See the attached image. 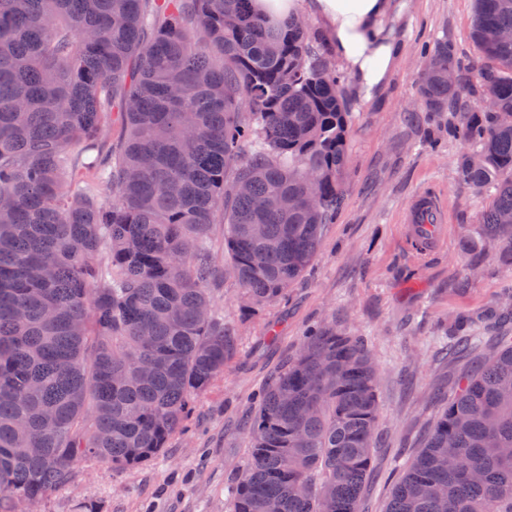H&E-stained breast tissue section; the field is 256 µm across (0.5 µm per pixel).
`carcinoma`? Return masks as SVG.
<instances>
[{
  "mask_svg": "<svg viewBox=\"0 0 512 512\" xmlns=\"http://www.w3.org/2000/svg\"><path fill=\"white\" fill-rule=\"evenodd\" d=\"M473 2L497 111L464 112L451 131L476 148L462 181L494 189L485 233L512 248V39L489 38L512 30V0ZM309 40L305 20L273 24L253 0H0V512L81 462L150 461L224 373L231 337L204 243L217 218L256 303L312 262L343 199L349 113ZM450 71L439 42L420 75L428 111L459 95ZM114 114L124 136L108 144ZM229 171L247 192L225 190ZM477 330L458 346L482 350L480 364L386 512H440L442 497L512 512V344L486 348ZM375 379L362 339L305 335L256 402L233 512H362Z\"/></svg>",
  "mask_w": 512,
  "mask_h": 512,
  "instance_id": "obj_1",
  "label": "carcinoma"
}]
</instances>
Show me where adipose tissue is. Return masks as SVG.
Segmentation results:
<instances>
[{
	"instance_id": "1",
	"label": "adipose tissue",
	"mask_w": 512,
	"mask_h": 512,
	"mask_svg": "<svg viewBox=\"0 0 512 512\" xmlns=\"http://www.w3.org/2000/svg\"><path fill=\"white\" fill-rule=\"evenodd\" d=\"M255 5L275 18L301 9L320 18L332 52L369 99L384 88L402 53L399 39L386 27L395 0H255Z\"/></svg>"
}]
</instances>
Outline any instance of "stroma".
I'll use <instances>...</instances> for the list:
<instances>
[{
  "instance_id": "35a3bbf8",
  "label": "stroma",
  "mask_w": 512,
  "mask_h": 512,
  "mask_svg": "<svg viewBox=\"0 0 512 512\" xmlns=\"http://www.w3.org/2000/svg\"><path fill=\"white\" fill-rule=\"evenodd\" d=\"M388 21L404 43L384 92L366 100L341 61L333 67L350 114L344 202L312 265L281 298L252 302L225 271L224 227L209 245L223 272L215 293L234 332L224 372L201 394L182 427L151 461L113 468L76 465L70 484L16 512H230L248 458L254 398L293 356L307 330L329 321L362 337L378 368V432L364 492L365 512H386L392 488L416 456L456 380L479 352L454 357V321L512 289V250L482 231L490 193L461 182L466 145L441 137L419 101L423 51L452 47L461 93L449 112L481 104L483 55L470 36L473 0H399ZM422 192L440 194L445 236L426 256L406 240L404 213Z\"/></svg>"
}]
</instances>
